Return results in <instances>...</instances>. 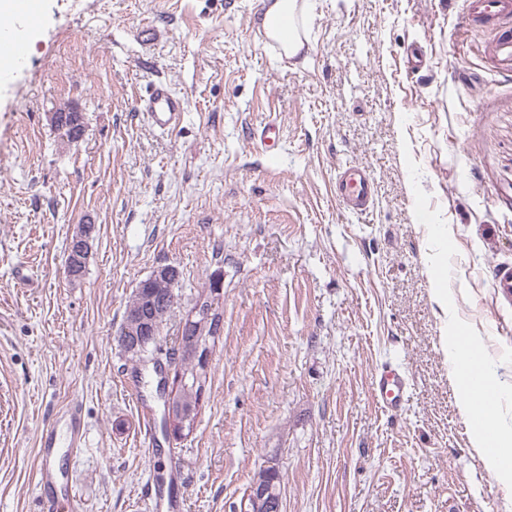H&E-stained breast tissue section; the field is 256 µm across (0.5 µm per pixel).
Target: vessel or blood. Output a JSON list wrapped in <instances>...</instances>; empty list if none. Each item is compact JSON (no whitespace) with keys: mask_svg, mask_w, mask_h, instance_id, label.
Masks as SVG:
<instances>
[{"mask_svg":"<svg viewBox=\"0 0 512 512\" xmlns=\"http://www.w3.org/2000/svg\"><path fill=\"white\" fill-rule=\"evenodd\" d=\"M466 22L482 17L494 21L495 29L487 41L484 52L501 73L512 75V0H467L463 9ZM0 45L4 46L9 63L22 61L26 56L24 40L15 31L0 29ZM139 108L152 126L169 131L182 120L185 101L162 82L155 83ZM332 191L348 213L368 214L375 205L376 186L366 169L348 161L336 169ZM496 300L512 304V264L495 265L492 279ZM408 382L404 371L388 365L373 377V391L382 408L396 410L404 396ZM86 424L75 407L68 406L58 412L54 425L43 428L39 434L41 464L35 474L37 489L56 485L59 476L52 465L57 448H79L85 440Z\"/></svg>","mask_w":512,"mask_h":512,"instance_id":"vessel-or-blood-1","label":"vessel or blood"}]
</instances>
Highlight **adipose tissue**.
Segmentation results:
<instances>
[{
    "instance_id": "ef3b65f1",
    "label": "adipose tissue",
    "mask_w": 512,
    "mask_h": 512,
    "mask_svg": "<svg viewBox=\"0 0 512 512\" xmlns=\"http://www.w3.org/2000/svg\"><path fill=\"white\" fill-rule=\"evenodd\" d=\"M300 9L298 0H265L258 22L267 35L287 44L289 52H297L301 39L296 26V15ZM465 328L457 315L448 317V362L450 379L455 386L463 380L474 366L463 339ZM502 404L495 410H486L475 397L461 396L458 412L470 430V443L476 448L483 462L495 473L500 486L512 494V409L507 401L512 400V390L500 388Z\"/></svg>"
}]
</instances>
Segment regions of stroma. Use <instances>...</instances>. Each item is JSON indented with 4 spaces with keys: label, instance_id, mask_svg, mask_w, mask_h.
<instances>
[{
    "label": "stroma",
    "instance_id": "stroma-1",
    "mask_svg": "<svg viewBox=\"0 0 512 512\" xmlns=\"http://www.w3.org/2000/svg\"><path fill=\"white\" fill-rule=\"evenodd\" d=\"M311 2L292 59L262 34V0H38L33 46L0 77V512H48L38 436L72 401L86 443L56 465L84 512H144L155 483L170 512H241L270 462L282 512H512L445 351L453 312L512 387V308L492 288L512 260V77L485 58L487 29L460 40L462 0ZM158 82L186 102L166 133L137 108ZM67 105L86 119L75 143L51 124ZM347 160L376 183L370 214L330 194ZM426 205L455 259L449 308ZM82 224L96 231L72 281ZM164 264L182 273L166 350L223 276L211 390L185 439L163 435L157 375L115 341ZM387 363L409 380L397 412L371 394Z\"/></svg>",
    "mask_w": 512,
    "mask_h": 512
}]
</instances>
